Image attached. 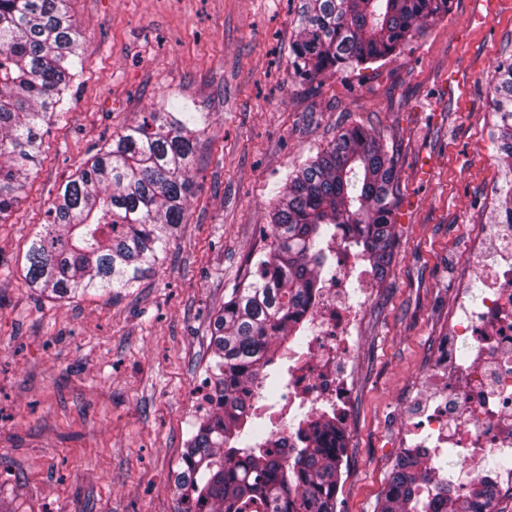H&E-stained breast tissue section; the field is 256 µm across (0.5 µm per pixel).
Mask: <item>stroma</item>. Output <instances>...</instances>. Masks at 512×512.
Wrapping results in <instances>:
<instances>
[{"mask_svg":"<svg viewBox=\"0 0 512 512\" xmlns=\"http://www.w3.org/2000/svg\"><path fill=\"white\" fill-rule=\"evenodd\" d=\"M299 0H69L83 61L42 162L0 222V505L8 512H175L210 317L271 240L290 171L344 129L392 151L396 247L353 361L337 512H376L409 404L436 363L471 227L505 181L485 78L512 54V0H452L384 61L304 84L288 67ZM177 104L205 119L185 222L154 274L109 298L30 288L29 239L114 133Z\"/></svg>","mask_w":512,"mask_h":512,"instance_id":"1","label":"stroma"}]
</instances>
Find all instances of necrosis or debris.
Wrapping results in <instances>:
<instances>
[{"label":"necrosis or debris","mask_w":512,"mask_h":512,"mask_svg":"<svg viewBox=\"0 0 512 512\" xmlns=\"http://www.w3.org/2000/svg\"><path fill=\"white\" fill-rule=\"evenodd\" d=\"M329 249L334 269L320 281L308 313L309 349L288 358V379L278 412H271L265 391L256 411L274 414L271 439L282 448L299 447L290 423L293 404L310 414L344 417L351 404L347 375L359 345L363 308L372 273L361 267L346 240ZM482 286L460 294L448 330V355L435 379L412 403L427 429L416 447L434 467L462 489L483 477L471 457L450 459L451 448L512 456V224H485L470 257Z\"/></svg>","instance_id":"obj_1"}]
</instances>
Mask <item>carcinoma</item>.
I'll return each mask as SVG.
<instances>
[{
  "label": "carcinoma",
  "mask_w": 512,
  "mask_h": 512,
  "mask_svg": "<svg viewBox=\"0 0 512 512\" xmlns=\"http://www.w3.org/2000/svg\"><path fill=\"white\" fill-rule=\"evenodd\" d=\"M68 0H0V221L40 164L42 129L57 115L81 62ZM450 0H302L288 63L311 83L393 55ZM499 158L512 172V58L486 79ZM197 118L147 112L68 181L30 242L26 279L50 298L133 288L161 264L184 223L194 186ZM398 193L394 154L365 128L343 130L292 170L278 193L272 240L256 270L211 323L209 412L186 441L174 479L176 512H336L344 434L333 418L297 424L303 447L284 458L248 408L283 352L306 347L326 244L347 226L348 246L382 280L392 263ZM494 224H512V179L499 187ZM496 484L454 491L420 457L398 458L378 512H495Z\"/></svg>",
  "instance_id": "carcinoma-1"
}]
</instances>
